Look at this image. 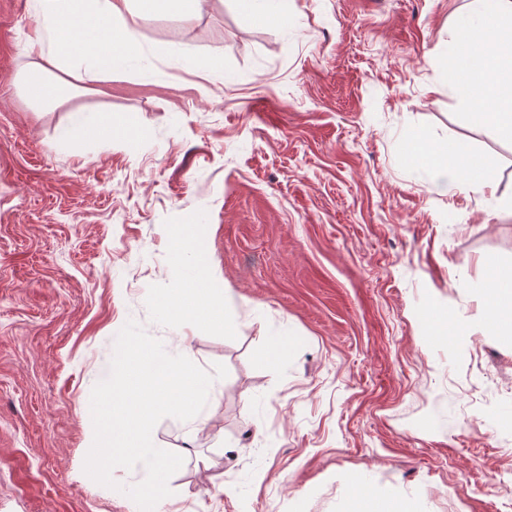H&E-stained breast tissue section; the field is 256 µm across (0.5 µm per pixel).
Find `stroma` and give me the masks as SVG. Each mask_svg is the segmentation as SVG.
I'll return each mask as SVG.
<instances>
[{"label": "stroma", "instance_id": "stroma-1", "mask_svg": "<svg viewBox=\"0 0 512 512\" xmlns=\"http://www.w3.org/2000/svg\"><path fill=\"white\" fill-rule=\"evenodd\" d=\"M471 0H289L288 28L236 0L152 15L155 80L132 72L35 101L32 0H0V512H137L83 471L90 395L135 320L167 352L223 364L193 419L155 439L184 463L162 512H508L512 338L483 325L486 260L512 267V209L443 193L412 138L462 141L512 196V139L448 90ZM212 60L226 81L181 70ZM111 118L100 138L81 113ZM68 148H60L63 134ZM230 296L174 318V238Z\"/></svg>", "mask_w": 512, "mask_h": 512}]
</instances>
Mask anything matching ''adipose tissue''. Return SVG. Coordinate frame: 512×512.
Listing matches in <instances>:
<instances>
[{"label": "adipose tissue", "instance_id": "obj_1", "mask_svg": "<svg viewBox=\"0 0 512 512\" xmlns=\"http://www.w3.org/2000/svg\"><path fill=\"white\" fill-rule=\"evenodd\" d=\"M202 0H34L45 19L29 36L28 52L39 58L31 74L33 88H41L47 74L60 70L81 81L97 82L112 74L135 71L149 80L153 71L139 42L142 20L156 13L190 18ZM448 51L457 79L452 90L477 105L474 117L483 127L512 135V0H475L472 10L456 15L448 33ZM412 163L434 173L446 186L465 185L478 192L496 190L492 166L476 160L468 145L415 139ZM491 297L485 315L503 335H512V271H495L486 284ZM211 297L213 318L224 315L228 298L217 275L207 280L188 276L182 294L165 300L162 316L181 313L194 304L197 292Z\"/></svg>", "mask_w": 512, "mask_h": 512}]
</instances>
